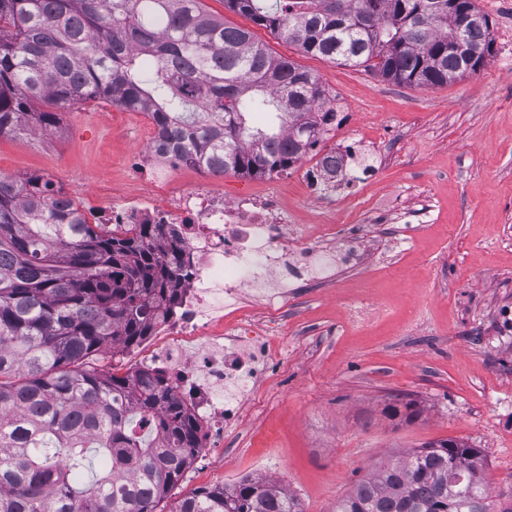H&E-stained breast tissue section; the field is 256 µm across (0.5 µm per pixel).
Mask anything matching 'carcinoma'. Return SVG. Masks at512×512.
<instances>
[{
    "mask_svg": "<svg viewBox=\"0 0 512 512\" xmlns=\"http://www.w3.org/2000/svg\"><path fill=\"white\" fill-rule=\"evenodd\" d=\"M311 56L372 66L404 86L479 71L492 23L476 0H224ZM482 15L480 25L466 22ZM481 50L470 61L456 40ZM104 98L143 110L193 166L262 176L317 146L336 113L318 78L202 0H0V136L56 127L37 111ZM254 112L266 116L249 125ZM162 224L112 229L62 207L53 182L0 176V512H157L198 448L160 375H122L109 350L140 344L178 303L183 255ZM99 474L76 481L89 449ZM175 512H301L265 478L201 488ZM336 512H495L481 452L454 439L372 471Z\"/></svg>",
    "mask_w": 512,
    "mask_h": 512,
    "instance_id": "obj_1",
    "label": "carcinoma"
}]
</instances>
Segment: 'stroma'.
<instances>
[{
    "instance_id": "1",
    "label": "stroma",
    "mask_w": 512,
    "mask_h": 512,
    "mask_svg": "<svg viewBox=\"0 0 512 512\" xmlns=\"http://www.w3.org/2000/svg\"><path fill=\"white\" fill-rule=\"evenodd\" d=\"M274 54L314 73L345 105L302 162L265 176L225 175V199L278 202L299 238L336 227L360 260L307 276L268 330L285 361L244 407L247 426L193 460L162 502L265 477L304 512L336 503L374 465L456 439L481 452L490 498L512 507V0H478L492 23L484 67L450 84L409 87L375 70L304 55L269 29L203 0ZM56 129L0 136V176L41 175L82 210L100 198L155 193L130 156L151 122L92 99L59 111ZM368 145L375 177L319 198L312 169L329 151Z\"/></svg>"
}]
</instances>
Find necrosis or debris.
Wrapping results in <instances>:
<instances>
[{
	"label": "necrosis or debris",
	"instance_id": "obj_1",
	"mask_svg": "<svg viewBox=\"0 0 512 512\" xmlns=\"http://www.w3.org/2000/svg\"><path fill=\"white\" fill-rule=\"evenodd\" d=\"M130 164L161 185L183 161L149 144ZM277 209L269 198L225 200L207 182L160 197H115L92 215L102 224H167L178 237L189 265L178 313L158 322L160 343L141 368L167 379L195 418L205 449L223 447L225 429L243 421L250 385L263 382L279 365L269 338L252 331L256 307L281 309V280L298 277L319 255L311 244L289 245L288 219ZM228 314L237 317V326L215 332Z\"/></svg>",
	"mask_w": 512,
	"mask_h": 512
}]
</instances>
